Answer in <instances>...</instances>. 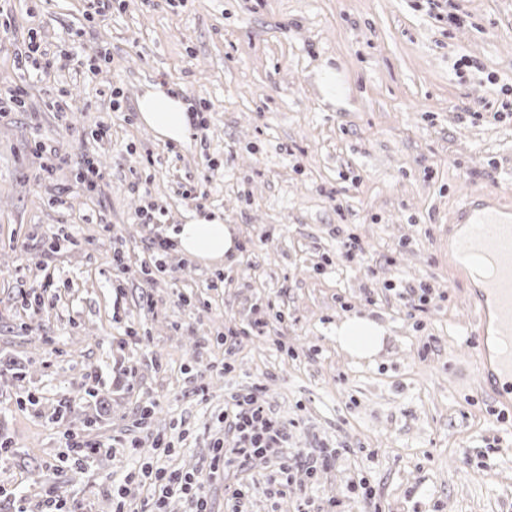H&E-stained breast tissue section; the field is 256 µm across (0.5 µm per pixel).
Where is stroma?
I'll use <instances>...</instances> for the list:
<instances>
[{
  "label": "stroma",
  "instance_id": "obj_1",
  "mask_svg": "<svg viewBox=\"0 0 512 512\" xmlns=\"http://www.w3.org/2000/svg\"><path fill=\"white\" fill-rule=\"evenodd\" d=\"M453 2L469 15L459 27L436 21L425 0H116L93 22L86 0H10L0 88L16 82L32 31L48 54L75 45L88 59L106 47L112 63L92 79L54 67L31 81L25 111L0 122V512L32 510L49 489L82 512H113L119 485L127 512H139L143 491L125 475L146 462L198 467L224 435L228 397L257 384L288 427L287 453L339 451L316 477L296 471L311 500L362 512L348 488L364 478L381 512H512V410L498 418L473 371L470 285L450 270L445 239L470 190L512 207V119L488 117L512 86V0ZM463 57L481 70L458 67ZM150 85L206 106L205 137L172 145L113 111L112 87L133 108ZM56 88L74 104L63 119ZM35 123L69 160L47 180L31 154ZM86 155L110 172L92 197L74 176ZM149 199L168 227L216 211L254 245L223 267L175 251L155 274L135 220ZM340 230L364 244V262L338 259ZM58 231L73 243L53 254L46 238ZM117 248L127 254L119 275ZM48 272L58 288L25 310L24 291ZM422 281L432 299L414 319L398 291ZM257 306L263 335L225 344ZM351 314L387 329L373 359L332 337ZM91 375L100 383L89 395ZM148 404L171 455L145 441L55 470L66 431L131 437ZM273 469L250 464V512H295L294 498L267 495Z\"/></svg>",
  "mask_w": 512,
  "mask_h": 512
}]
</instances>
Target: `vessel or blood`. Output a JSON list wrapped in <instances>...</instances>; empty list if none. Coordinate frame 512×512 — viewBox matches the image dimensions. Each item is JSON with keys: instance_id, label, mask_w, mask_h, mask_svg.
I'll return each instance as SVG.
<instances>
[{"instance_id": "b4317fda", "label": "vessel or blood", "mask_w": 512, "mask_h": 512, "mask_svg": "<svg viewBox=\"0 0 512 512\" xmlns=\"http://www.w3.org/2000/svg\"><path fill=\"white\" fill-rule=\"evenodd\" d=\"M451 262L479 283L472 306L475 320L468 327L476 350L475 371L480 384L512 388V210L480 201L470 193L460 204Z\"/></svg>"}]
</instances>
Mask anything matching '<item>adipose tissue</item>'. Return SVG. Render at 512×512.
Wrapping results in <instances>:
<instances>
[{
    "instance_id": "adipose-tissue-1",
    "label": "adipose tissue",
    "mask_w": 512,
    "mask_h": 512,
    "mask_svg": "<svg viewBox=\"0 0 512 512\" xmlns=\"http://www.w3.org/2000/svg\"><path fill=\"white\" fill-rule=\"evenodd\" d=\"M137 106L141 122L157 138L184 141L189 115L178 95L157 87L142 93ZM175 238L182 253L206 264L228 260L237 252L234 228L216 213L188 218L179 226ZM333 333L341 350L356 359L368 360L379 351L386 329L370 317L352 315L338 322Z\"/></svg>"
}]
</instances>
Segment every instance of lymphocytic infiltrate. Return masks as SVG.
Here are the masks:
<instances>
[{"instance_id": "lymphocytic-infiltrate-1", "label": "lymphocytic infiltrate", "mask_w": 512, "mask_h": 512, "mask_svg": "<svg viewBox=\"0 0 512 512\" xmlns=\"http://www.w3.org/2000/svg\"><path fill=\"white\" fill-rule=\"evenodd\" d=\"M64 61L85 75H97L101 65L112 61L109 49H102L97 62L80 58L73 51L61 52L58 58L47 57L36 37H29L24 50L20 69L23 75L44 72L54 67L56 61ZM138 223L148 227L150 235L147 249L158 270H165L166 259L175 250L176 242L166 225L162 207L147 203L136 213ZM261 387H254L245 394L231 395L224 406V432L230 435V442L216 441L214 454L209 462L189 472L156 469L143 465L128 472L127 481L138 483L145 491L142 512H167L170 499L182 498L189 502L190 512H211L206 488L210 482L225 478L224 512H248L253 485L246 478L245 471L251 459L271 457L277 466L267 482L266 491L270 497L293 496L297 503L296 512H310V499L294 478L298 467H305L308 475L334 467L338 451L334 448H315L297 451L283 456L282 448L288 441V428L261 401Z\"/></svg>"}]
</instances>
